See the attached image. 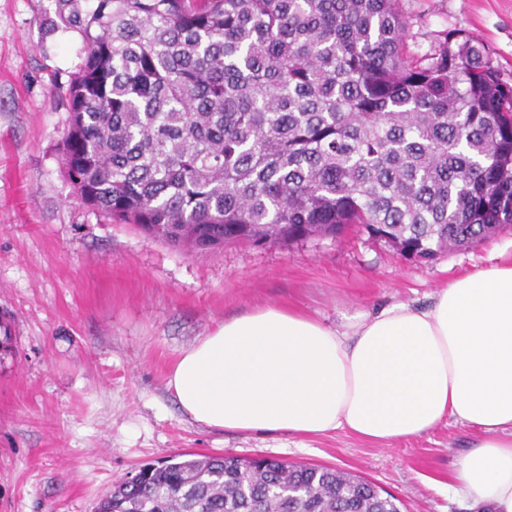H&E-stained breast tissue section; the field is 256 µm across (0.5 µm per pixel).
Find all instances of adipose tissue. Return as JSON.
Wrapping results in <instances>:
<instances>
[{
    "mask_svg": "<svg viewBox=\"0 0 512 512\" xmlns=\"http://www.w3.org/2000/svg\"><path fill=\"white\" fill-rule=\"evenodd\" d=\"M208 428L389 444L451 418L479 437L458 468L475 512H512V263L449 281L345 330L276 306L225 320L184 348L168 378Z\"/></svg>",
    "mask_w": 512,
    "mask_h": 512,
    "instance_id": "ef3b65f1",
    "label": "adipose tissue"
}]
</instances>
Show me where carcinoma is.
Here are the masks:
<instances>
[{
  "label": "carcinoma",
  "mask_w": 512,
  "mask_h": 512,
  "mask_svg": "<svg viewBox=\"0 0 512 512\" xmlns=\"http://www.w3.org/2000/svg\"><path fill=\"white\" fill-rule=\"evenodd\" d=\"M399 0H55L78 33L76 197L177 249L339 236L458 249L512 224V85L460 31L411 50ZM97 512H401L333 467L178 453Z\"/></svg>",
  "instance_id": "obj_1"
}]
</instances>
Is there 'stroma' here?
I'll return each instance as SVG.
<instances>
[{"label": "stroma", "mask_w": 512, "mask_h": 512, "mask_svg": "<svg viewBox=\"0 0 512 512\" xmlns=\"http://www.w3.org/2000/svg\"><path fill=\"white\" fill-rule=\"evenodd\" d=\"M428 52L459 29L512 83V0H401ZM54 0H0V512H95L113 484L182 452L273 457L361 476L402 512H471L454 495L477 439L453 420L393 444L223 432L189 420L167 387L181 351L263 305L341 327L512 259V224L474 245L411 260L366 233L290 244L177 249L78 201L61 163L67 82L81 38L50 31Z\"/></svg>", "instance_id": "stroma-1"}]
</instances>
